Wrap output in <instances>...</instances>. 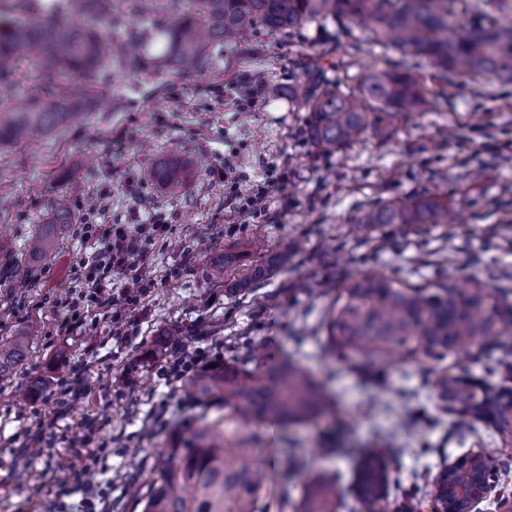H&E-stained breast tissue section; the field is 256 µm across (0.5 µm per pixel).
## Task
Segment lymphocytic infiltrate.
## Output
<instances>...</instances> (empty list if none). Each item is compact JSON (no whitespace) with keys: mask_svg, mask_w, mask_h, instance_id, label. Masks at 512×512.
Listing matches in <instances>:
<instances>
[{"mask_svg":"<svg viewBox=\"0 0 512 512\" xmlns=\"http://www.w3.org/2000/svg\"><path fill=\"white\" fill-rule=\"evenodd\" d=\"M175 231L165 215L153 214L136 224H86L84 240L96 249L79 274L78 298L70 303L71 323L82 319L81 304L89 301L115 312L137 308L152 282L146 276L153 251Z\"/></svg>","mask_w":512,"mask_h":512,"instance_id":"f902f5d3","label":"lymphocytic infiltrate"}]
</instances>
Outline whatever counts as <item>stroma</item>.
Returning <instances> with one entry per match:
<instances>
[{
    "mask_svg": "<svg viewBox=\"0 0 512 512\" xmlns=\"http://www.w3.org/2000/svg\"><path fill=\"white\" fill-rule=\"evenodd\" d=\"M335 34L332 24L289 32L259 26L199 71L113 67L90 78L96 104L81 119L0 150V342L38 330L25 364L0 383V512H141L131 487L146 486L169 430L192 428L199 414L182 382L164 372L174 356L155 342L164 331L178 332L189 356L208 361L230 357L246 339H265L335 395L334 412L292 428L297 447L262 454L279 480L263 492L268 512H294L300 498L308 473L287 466L289 457H315L345 489L363 449H392L390 482L405 487L434 481L464 454H512L483 422L463 441L450 439L457 415L429 385L443 369L485 379L498 362H512V335L469 359L388 360L378 381L360 358L324 360V336L314 331L326 289L353 273L462 276L512 291V84L469 81L433 111L377 113L362 140L324 154L306 136L308 112L288 92L306 80L296 58ZM346 42L341 65L327 72L345 86L403 58L371 45L357 24ZM259 87L262 98L241 111V99ZM170 157L193 164L175 190L146 178ZM232 157L239 195L252 194L268 173L282 177L279 223L235 214L222 178ZM424 194L447 197V223L360 222L386 202ZM62 195L72 222L55 253L29 264L24 246L53 219ZM93 202L101 224L160 212L176 226L154 254L148 313L122 342L112 338L111 310L91 303L78 327H60L95 249L77 234ZM282 248L287 267L251 291L230 296L212 279L224 254L255 264Z\"/></svg>",
    "mask_w": 512,
    "mask_h": 512,
    "instance_id": "obj_1",
    "label": "stroma"
}]
</instances>
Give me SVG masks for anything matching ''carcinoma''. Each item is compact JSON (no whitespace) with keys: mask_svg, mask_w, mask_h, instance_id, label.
I'll use <instances>...</instances> for the list:
<instances>
[{"mask_svg":"<svg viewBox=\"0 0 512 512\" xmlns=\"http://www.w3.org/2000/svg\"><path fill=\"white\" fill-rule=\"evenodd\" d=\"M143 0H66L51 7L52 17L36 22L0 9V76L27 60L39 75L38 90L17 109L0 98V149L20 140L42 139L67 125L77 110L91 106L90 90L73 92L70 78L116 64L138 69L147 53L178 73L210 58L211 50L242 41L257 25L293 30L308 23L363 25L368 38L383 49L409 52L414 60L399 69L368 72L355 86L326 79L324 62L341 60L344 43L334 37L328 48L305 65L308 85L300 97L310 112L306 134L322 153L335 154L361 140L376 112H424L430 108L419 70L448 87L476 77L512 83V0H158L155 13L171 16L168 24L139 26ZM83 13L89 26L63 22L65 8ZM112 21L104 34L96 21ZM189 165L178 158L151 169L149 180L169 188L183 184ZM448 201L423 195L391 202L363 215L364 224H443ZM71 223L66 201L58 204L55 222L27 245L32 257L45 258L56 249L58 226ZM288 250L271 263L250 265L229 278L235 258L224 256L218 275L225 293L238 294L265 279L274 266L288 265ZM320 315L316 331L326 333L323 355L332 359L362 358L367 370L383 376L384 357L395 354L407 363L425 357L440 361L450 353L491 346L512 331V305L507 296L475 279L445 280L411 286L384 275L349 277L337 288ZM33 339L19 332L0 343V380L27 358ZM501 377L494 382L492 378ZM512 364L490 371V378L471 388L442 373L433 388L450 406H458L457 427L487 420L502 440L512 438ZM183 391L201 409L198 425L173 431L150 464V482L142 495V512H265L260 491L269 476L258 449L289 443L288 429L312 423L336 406V398L302 364L276 358L265 341L248 342L224 364L189 378ZM259 424L264 432L247 431ZM388 448L361 455L354 507L339 490L336 477L298 465L310 478L295 505L297 512H383L389 496ZM487 482L512 468V456L487 458ZM431 492L414 483L397 512H420Z\"/></svg>","mask_w":512,"mask_h":512,"instance_id":"carcinoma-1","label":"carcinoma"}]
</instances>
